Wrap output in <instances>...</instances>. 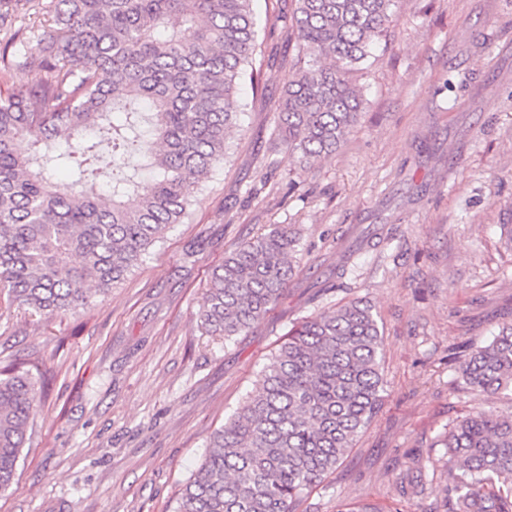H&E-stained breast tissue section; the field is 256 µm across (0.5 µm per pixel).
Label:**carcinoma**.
<instances>
[{"mask_svg": "<svg viewBox=\"0 0 512 512\" xmlns=\"http://www.w3.org/2000/svg\"><path fill=\"white\" fill-rule=\"evenodd\" d=\"M296 71L278 136L303 166L338 149L360 111L354 72L397 0H293ZM255 0H51L52 25L22 43L34 80L0 93V297L45 320L84 306L138 266L187 215L201 176L259 87ZM70 168L71 182L51 168ZM299 244L276 224L213 271L209 336H245L284 297ZM464 385L512 395V323L457 356ZM0 368V492L13 484L37 380ZM385 398L382 335L353 300L289 327L239 408L211 436L172 512H292L373 422ZM445 448L449 512H512V411L458 417Z\"/></svg>", "mask_w": 512, "mask_h": 512, "instance_id": "cac0c4a2", "label": "carcinoma"}]
</instances>
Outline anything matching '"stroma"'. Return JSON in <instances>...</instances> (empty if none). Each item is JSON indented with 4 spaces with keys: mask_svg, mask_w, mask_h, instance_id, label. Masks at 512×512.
Returning a JSON list of instances; mask_svg holds the SVG:
<instances>
[{
    "mask_svg": "<svg viewBox=\"0 0 512 512\" xmlns=\"http://www.w3.org/2000/svg\"><path fill=\"white\" fill-rule=\"evenodd\" d=\"M49 0H19L0 49L42 32ZM269 76L190 215L87 307L45 321L0 300V360L38 361L50 385L0 512H172L211 434L256 383L296 319L355 299L382 333L386 399L342 465L294 512H448L435 439L512 396L463 387L457 346L512 321V0H399L367 73L357 123L300 169L275 137L294 73L283 14L256 0ZM296 225L287 296L247 335L203 334L198 313L225 253Z\"/></svg>",
    "mask_w": 512,
    "mask_h": 512,
    "instance_id": "stroma-1",
    "label": "stroma"
}]
</instances>
